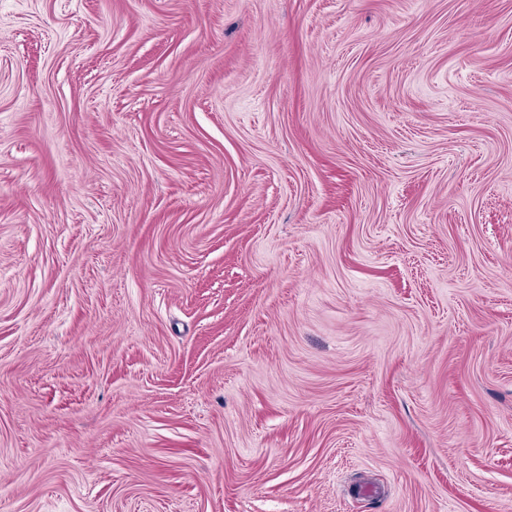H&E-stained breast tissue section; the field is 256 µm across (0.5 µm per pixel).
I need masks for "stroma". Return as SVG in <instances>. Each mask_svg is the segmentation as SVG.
Returning a JSON list of instances; mask_svg holds the SVG:
<instances>
[{
  "instance_id": "1",
  "label": "stroma",
  "mask_w": 512,
  "mask_h": 512,
  "mask_svg": "<svg viewBox=\"0 0 512 512\" xmlns=\"http://www.w3.org/2000/svg\"><path fill=\"white\" fill-rule=\"evenodd\" d=\"M0 512H512V0H0Z\"/></svg>"
}]
</instances>
